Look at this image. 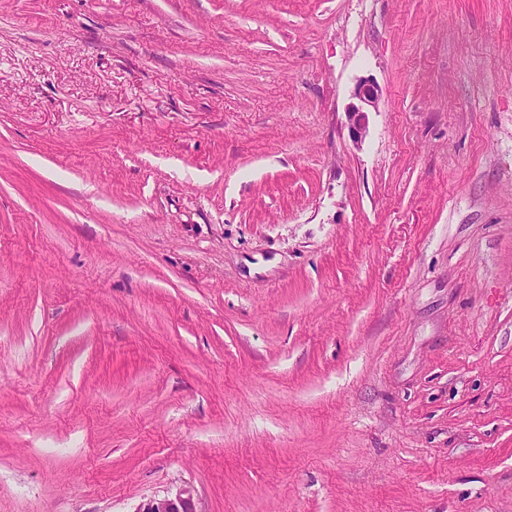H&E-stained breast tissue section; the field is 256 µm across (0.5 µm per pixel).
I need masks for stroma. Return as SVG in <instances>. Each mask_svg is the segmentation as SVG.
<instances>
[{"mask_svg":"<svg viewBox=\"0 0 512 512\" xmlns=\"http://www.w3.org/2000/svg\"><path fill=\"white\" fill-rule=\"evenodd\" d=\"M179 485L512 512V0H0V512ZM352 102L346 108V124L355 144H362L368 132V113L375 111L380 98L378 86L369 79H360L354 87Z\"/></svg>","mask_w":512,"mask_h":512,"instance_id":"obj_1","label":"stroma"}]
</instances>
